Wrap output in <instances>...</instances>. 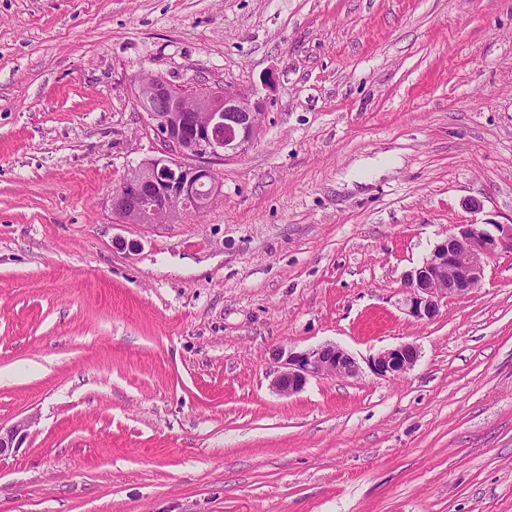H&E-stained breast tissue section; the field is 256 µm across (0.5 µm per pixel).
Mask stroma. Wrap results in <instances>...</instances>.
Segmentation results:
<instances>
[{
	"instance_id": "35a3bbf8",
	"label": "stroma",
	"mask_w": 512,
	"mask_h": 512,
	"mask_svg": "<svg viewBox=\"0 0 512 512\" xmlns=\"http://www.w3.org/2000/svg\"><path fill=\"white\" fill-rule=\"evenodd\" d=\"M146 75L266 109L210 209L124 224ZM471 222L512 224V0H0V512H512V254L399 305ZM324 343L358 375L272 389ZM418 358L417 347L410 343H403L380 352L373 358L372 367L379 376L398 377L411 371ZM33 423V417L27 416L7 428L0 424V460L22 447Z\"/></svg>"
}]
</instances>
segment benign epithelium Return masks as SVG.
Here are the masks:
<instances>
[{
  "label": "benign epithelium",
  "mask_w": 512,
  "mask_h": 512,
  "mask_svg": "<svg viewBox=\"0 0 512 512\" xmlns=\"http://www.w3.org/2000/svg\"><path fill=\"white\" fill-rule=\"evenodd\" d=\"M138 99L150 108L155 100L175 105L169 112H150L152 127L163 142L161 155L131 170L112 193V214L126 224H157L177 215L203 213L221 195L222 185L211 163L238 156L261 130L265 101L231 86L191 98L157 75L140 80ZM512 254V224H454L422 264L403 282L402 306L417 319H432L442 300L467 295L479 288L490 262ZM419 358L416 346L399 344L372 360L374 372L398 377L411 371ZM278 364L272 387L290 395L311 378L353 377L359 367L344 349L324 343L302 350H275ZM33 417L0 425V460L14 453L28 436Z\"/></svg>",
  "instance_id": "7a95c632"
}]
</instances>
